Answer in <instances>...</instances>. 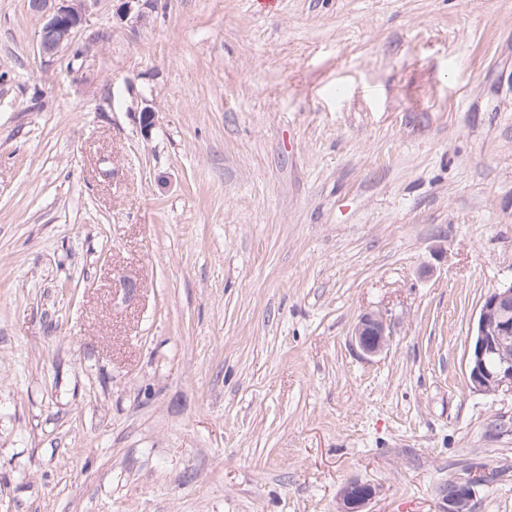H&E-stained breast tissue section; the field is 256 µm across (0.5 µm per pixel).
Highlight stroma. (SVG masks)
Masks as SVG:
<instances>
[{
  "mask_svg": "<svg viewBox=\"0 0 512 512\" xmlns=\"http://www.w3.org/2000/svg\"><path fill=\"white\" fill-rule=\"evenodd\" d=\"M120 5L0 0V512H512V0ZM88 2L90 0H30L31 9L40 14L43 21L38 41L43 57L54 58L69 46L74 32L86 20ZM469 358V384L486 395H512V283L484 296ZM352 336L357 347L365 355L374 356L381 353L392 336L387 314L383 311L363 314L354 326ZM379 493V488L372 484L349 481L340 492L337 512H367L366 507Z\"/></svg>",
  "mask_w": 512,
  "mask_h": 512,
  "instance_id": "stroma-1",
  "label": "stroma"
}]
</instances>
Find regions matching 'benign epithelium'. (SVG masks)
Wrapping results in <instances>:
<instances>
[{
  "label": "benign epithelium",
  "instance_id": "obj_1",
  "mask_svg": "<svg viewBox=\"0 0 512 512\" xmlns=\"http://www.w3.org/2000/svg\"><path fill=\"white\" fill-rule=\"evenodd\" d=\"M90 0H30L31 9L42 17L39 51L54 58L71 43L74 32L86 20ZM387 314L374 311L363 314L353 329V339L362 353H381L390 341ZM512 284L484 296L478 316L476 341L469 358V384L486 395H512ZM473 479L461 486L455 501L442 512H465L472 500ZM380 493L379 488L358 480L341 490L337 512H366L368 504Z\"/></svg>",
  "mask_w": 512,
  "mask_h": 512
}]
</instances>
